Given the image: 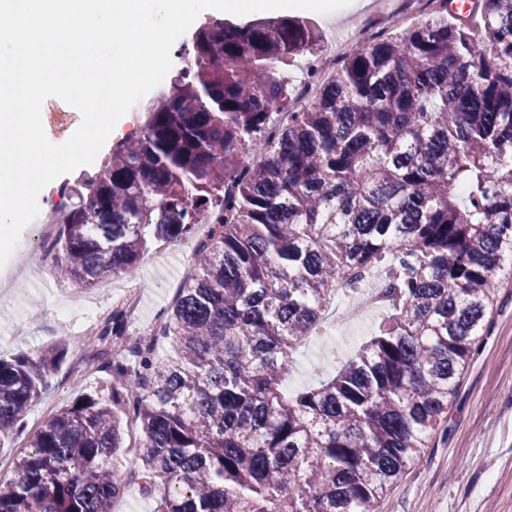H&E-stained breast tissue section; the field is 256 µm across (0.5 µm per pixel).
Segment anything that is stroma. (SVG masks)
<instances>
[{
  "label": "stroma",
  "mask_w": 512,
  "mask_h": 512,
  "mask_svg": "<svg viewBox=\"0 0 512 512\" xmlns=\"http://www.w3.org/2000/svg\"><path fill=\"white\" fill-rule=\"evenodd\" d=\"M395 0H361L343 14L328 17L301 12L326 36V47L340 44L354 28V20L377 8L394 6ZM8 263L0 268V293L13 301L25 323L19 334L0 328V358L35 356L60 338L70 340L64 362L52 380L45 399L33 406L29 424L40 423L49 409L74 396L75 384L93 388L105 385L99 345H82L77 338L84 323L81 314H57L59 303L100 305L111 312L116 289L112 277L74 293L62 278H29L28 270L40 265L34 225H27ZM179 257L174 247L152 243L137 280L141 285L140 319L154 322L172 303V289L180 285ZM495 303L485 326L484 342L465 369L462 382L448 407L445 423L424 449L419 461L387 491L379 512H512V278L501 275L494 283ZM374 318L358 324L348 336L338 335L335 316H328L316 335L302 345L300 357H331L341 365L370 336Z\"/></svg>",
  "instance_id": "obj_1"
}]
</instances>
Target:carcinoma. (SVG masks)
Returning a JSON list of instances; mask_svg holds the SVG:
<instances>
[{"mask_svg":"<svg viewBox=\"0 0 512 512\" xmlns=\"http://www.w3.org/2000/svg\"><path fill=\"white\" fill-rule=\"evenodd\" d=\"M468 13L442 0L344 57L298 112L282 72L321 32L288 17L193 32L173 91L59 215L54 252L82 292L135 277L152 241L210 221L159 320L175 356L135 342V363L107 360V385L35 427L26 413L67 341L0 359V444H21L0 512H111L122 414L157 512H376L429 447L512 260V0ZM373 270L389 283L373 334L335 375L285 389L338 290ZM123 320L112 312L102 339Z\"/></svg>","mask_w":512,"mask_h":512,"instance_id":"cac0c4a2","label":"carcinoma"}]
</instances>
